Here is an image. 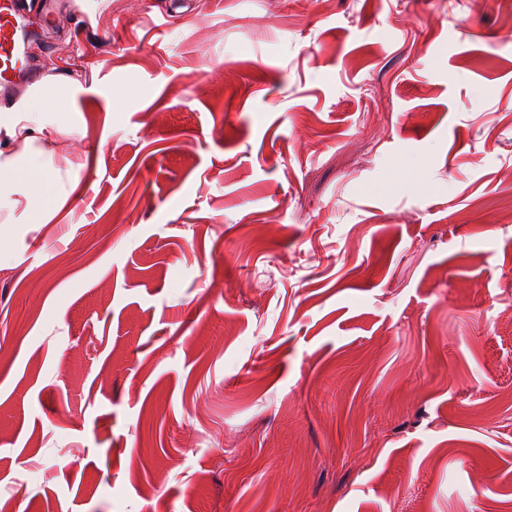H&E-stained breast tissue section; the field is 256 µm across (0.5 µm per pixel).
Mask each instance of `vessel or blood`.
<instances>
[{"instance_id":"1","label":"vessel or blood","mask_w":512,"mask_h":512,"mask_svg":"<svg viewBox=\"0 0 512 512\" xmlns=\"http://www.w3.org/2000/svg\"><path fill=\"white\" fill-rule=\"evenodd\" d=\"M47 19L39 0H0V106L12 105L41 79L27 59V46Z\"/></svg>"}]
</instances>
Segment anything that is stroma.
<instances>
[{
    "label": "stroma",
    "instance_id": "obj_1",
    "mask_svg": "<svg viewBox=\"0 0 512 512\" xmlns=\"http://www.w3.org/2000/svg\"><path fill=\"white\" fill-rule=\"evenodd\" d=\"M0 161L11 512H512V0H65ZM52 175L38 162L29 160L26 163H17L13 160L0 162V193L22 187L32 189L28 197V205L35 217H39L45 210V203L50 199L53 191Z\"/></svg>",
    "mask_w": 512,
    "mask_h": 512
}]
</instances>
